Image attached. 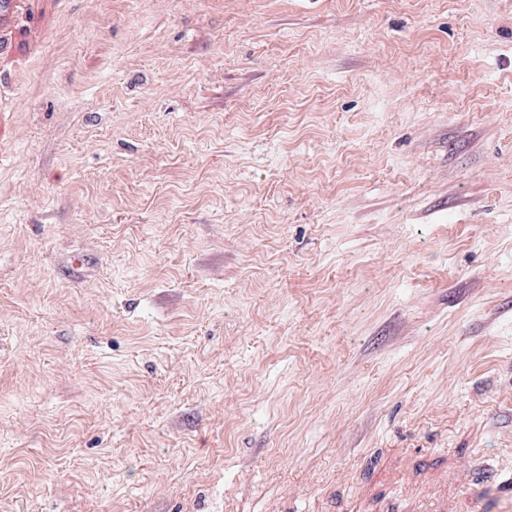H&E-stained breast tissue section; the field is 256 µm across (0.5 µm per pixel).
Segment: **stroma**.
I'll use <instances>...</instances> for the list:
<instances>
[{"mask_svg":"<svg viewBox=\"0 0 512 512\" xmlns=\"http://www.w3.org/2000/svg\"><path fill=\"white\" fill-rule=\"evenodd\" d=\"M5 93L0 512H512V0H59Z\"/></svg>","mask_w":512,"mask_h":512,"instance_id":"obj_1","label":"stroma"}]
</instances>
